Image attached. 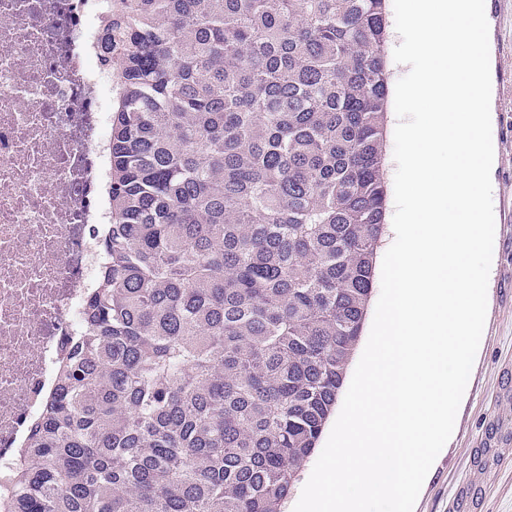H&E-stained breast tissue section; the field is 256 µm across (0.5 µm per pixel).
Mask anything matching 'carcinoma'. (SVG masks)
Returning <instances> with one entry per match:
<instances>
[{"instance_id":"1","label":"carcinoma","mask_w":512,"mask_h":512,"mask_svg":"<svg viewBox=\"0 0 512 512\" xmlns=\"http://www.w3.org/2000/svg\"><path fill=\"white\" fill-rule=\"evenodd\" d=\"M112 223L9 512H282L385 232L387 0H106Z\"/></svg>"}]
</instances>
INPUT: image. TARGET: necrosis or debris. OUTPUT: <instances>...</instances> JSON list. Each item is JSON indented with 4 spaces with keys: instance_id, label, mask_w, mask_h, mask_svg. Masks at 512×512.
I'll return each instance as SVG.
<instances>
[{
    "instance_id": "1",
    "label": "necrosis or debris",
    "mask_w": 512,
    "mask_h": 512,
    "mask_svg": "<svg viewBox=\"0 0 512 512\" xmlns=\"http://www.w3.org/2000/svg\"><path fill=\"white\" fill-rule=\"evenodd\" d=\"M103 9L104 0H0V497L105 260Z\"/></svg>"
}]
</instances>
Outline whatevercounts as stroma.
<instances>
[{
    "mask_svg": "<svg viewBox=\"0 0 512 512\" xmlns=\"http://www.w3.org/2000/svg\"><path fill=\"white\" fill-rule=\"evenodd\" d=\"M495 240L487 316L455 421L414 512H512V0H485Z\"/></svg>",
    "mask_w": 512,
    "mask_h": 512,
    "instance_id": "stroma-1",
    "label": "stroma"
}]
</instances>
